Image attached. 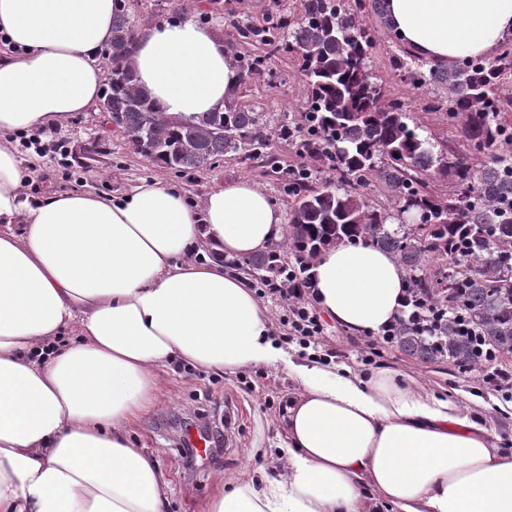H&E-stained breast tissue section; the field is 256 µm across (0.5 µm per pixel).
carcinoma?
I'll return each instance as SVG.
<instances>
[{
  "mask_svg": "<svg viewBox=\"0 0 512 512\" xmlns=\"http://www.w3.org/2000/svg\"><path fill=\"white\" fill-rule=\"evenodd\" d=\"M387 0H306L297 20L281 17L256 30L265 53L240 56L239 86L222 112L186 119L158 110L137 84L132 57L137 26L122 9L112 16L110 66L102 109L137 141L152 163L204 170L229 152L246 158L265 146L263 119L245 102L248 81L272 58L294 56L304 77L301 122L281 126L300 153L328 171L322 186L305 168L285 172L291 198L285 246L244 260L257 275L290 269L311 283L312 262L326 247L367 239L396 258L408 280L401 325L387 343L424 363H448L465 374L477 363L512 361V122L498 85L512 77V44L494 59L464 57L447 65L395 59L402 79L429 87L425 110L446 115L470 148L459 154L422 127L369 69L374 36ZM396 208H379L365 190L374 182ZM403 213L419 224H394Z\"/></svg>",
  "mask_w": 512,
  "mask_h": 512,
  "instance_id": "1",
  "label": "carcinoma"
}]
</instances>
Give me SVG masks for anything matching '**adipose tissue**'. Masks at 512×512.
<instances>
[{"label": "adipose tissue", "instance_id": "1", "mask_svg": "<svg viewBox=\"0 0 512 512\" xmlns=\"http://www.w3.org/2000/svg\"><path fill=\"white\" fill-rule=\"evenodd\" d=\"M120 0H0V512H167L169 484L133 437L179 360L232 374L280 365L297 383L282 418L288 455L261 477L216 479L202 512H512V451L455 399L395 372L297 364L248 278L229 266L285 237L242 178L194 205L175 186L29 201L4 136L49 128L103 92L99 51ZM420 58L491 53L512 36V0H387ZM138 84L169 116L220 112L240 76L193 16L144 27ZM405 272L357 241L323 250L309 293L356 337L400 315Z\"/></svg>", "mask_w": 512, "mask_h": 512}]
</instances>
